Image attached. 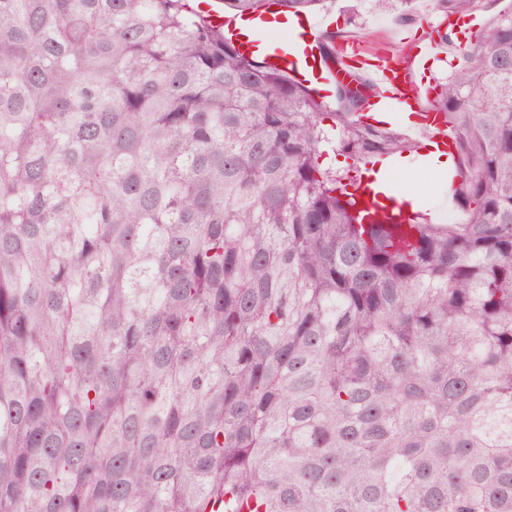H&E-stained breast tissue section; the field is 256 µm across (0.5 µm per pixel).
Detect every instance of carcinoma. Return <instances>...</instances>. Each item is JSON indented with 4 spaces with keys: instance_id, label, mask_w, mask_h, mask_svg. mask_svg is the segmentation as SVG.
<instances>
[{
    "instance_id": "1",
    "label": "carcinoma",
    "mask_w": 512,
    "mask_h": 512,
    "mask_svg": "<svg viewBox=\"0 0 512 512\" xmlns=\"http://www.w3.org/2000/svg\"><path fill=\"white\" fill-rule=\"evenodd\" d=\"M462 56L461 221L402 226L362 78L188 0H0V512H512V7ZM220 0H208V4H202V10L206 12V19L209 23L218 28L224 29L225 32L237 43L240 50L248 56H251L254 49L257 48L258 42L246 38L243 40L240 37L241 25L246 23H252L256 20L264 24L282 23L281 18H285L286 15L282 13L274 12H256L240 14L239 17L228 18L224 16V5L221 6ZM265 13V14H264ZM239 19V21H238Z\"/></svg>"
}]
</instances>
